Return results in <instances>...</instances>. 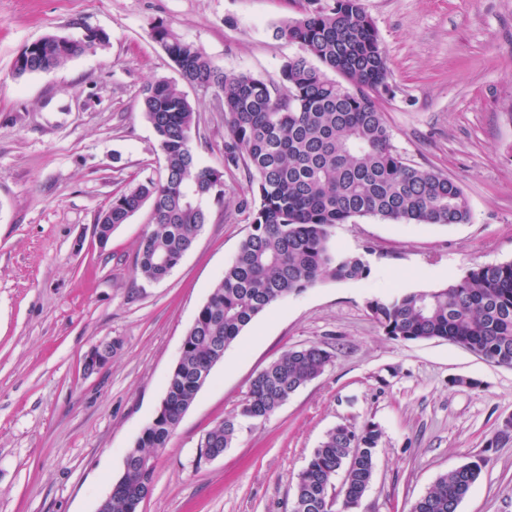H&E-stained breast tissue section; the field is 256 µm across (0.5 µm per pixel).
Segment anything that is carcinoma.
Instances as JSON below:
<instances>
[{"label":"carcinoma","instance_id":"cac0c4a2","mask_svg":"<svg viewBox=\"0 0 512 512\" xmlns=\"http://www.w3.org/2000/svg\"><path fill=\"white\" fill-rule=\"evenodd\" d=\"M152 36L184 83L207 86L221 97L224 163L246 169L259 205L252 210L251 231L184 337L157 418L126 450L122 471L97 512H139L157 452L167 447L225 350L257 316L319 282L370 276L363 256L333 245L336 225L367 216L437 225L471 219L469 199L457 182L404 162L392 148L391 130L374 97L387 87L390 70L362 0H308L299 17L277 28L276 37L301 50L284 63L277 87L224 72L163 22ZM106 39L97 31L82 39L47 35L21 51L15 75L58 68ZM327 69L345 83L328 78ZM142 114L156 136L165 176L121 191L96 223L108 239L150 204L151 229L140 244L136 271L159 282L207 223L206 202H224V170L199 162L192 147L196 109L177 84H148ZM367 306L393 339H441L512 367V261L477 265L440 288L376 295ZM331 362V352L317 344L284 352L254 378L238 413L203 435L200 454H223L239 420H266ZM382 436L381 426L371 421L330 429L296 477L290 512H336L338 496L357 512L374 477ZM484 465L478 458L440 475L410 512H458Z\"/></svg>","mask_w":512,"mask_h":512}]
</instances>
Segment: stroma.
Listing matches in <instances>:
<instances>
[{
  "label": "stroma",
  "mask_w": 512,
  "mask_h": 512,
  "mask_svg": "<svg viewBox=\"0 0 512 512\" xmlns=\"http://www.w3.org/2000/svg\"><path fill=\"white\" fill-rule=\"evenodd\" d=\"M306 0H0V512H97L127 448L154 417L183 339L236 256L257 205L244 170L163 281L136 272L151 225L143 207L106 244L93 235L115 193L164 175L141 113L150 82L180 76L152 37L165 22L227 73L279 84L297 45L275 39ZM391 78L375 99L395 151L456 181L469 223L354 217L343 251L365 254L359 282L324 281L247 326L212 369L155 461L141 512H290L298 473L339 424L384 432L358 512H409L436 478L476 458L458 512H512V368L444 340L386 336L367 306L390 289L435 288L474 266L512 261V0H362ZM108 34L49 72L15 76L20 51L48 34ZM201 164H224V113L185 86ZM248 207H241V200ZM119 346L98 371L84 358ZM318 344L325 372L266 421L241 420L223 457L194 467L197 444L233 415L252 380L286 350Z\"/></svg>",
  "instance_id": "obj_1"
}]
</instances>
